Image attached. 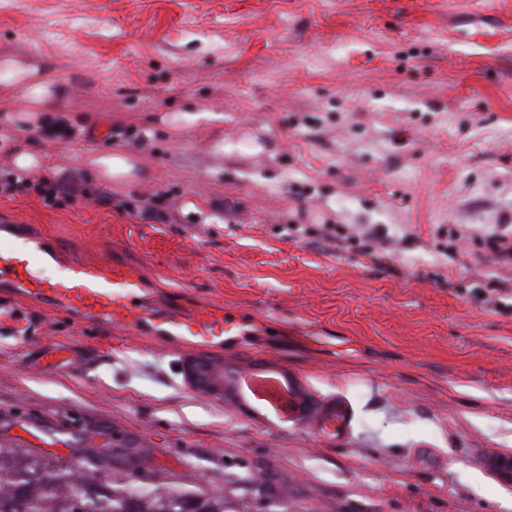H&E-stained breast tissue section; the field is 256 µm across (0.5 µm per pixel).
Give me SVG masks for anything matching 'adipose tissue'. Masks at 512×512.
<instances>
[{"label": "adipose tissue", "instance_id": "1", "mask_svg": "<svg viewBox=\"0 0 512 512\" xmlns=\"http://www.w3.org/2000/svg\"><path fill=\"white\" fill-rule=\"evenodd\" d=\"M0 87L20 91L15 111L5 117L6 126L17 129L37 130L48 120L59 96L44 67L12 57L0 59Z\"/></svg>", "mask_w": 512, "mask_h": 512}]
</instances>
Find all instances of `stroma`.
I'll return each mask as SVG.
<instances>
[{"label":"stroma","mask_w":512,"mask_h":512,"mask_svg":"<svg viewBox=\"0 0 512 512\" xmlns=\"http://www.w3.org/2000/svg\"><path fill=\"white\" fill-rule=\"evenodd\" d=\"M3 55L98 124L20 132L32 182L81 192L0 195V225L265 333L210 351L218 398L199 349L0 284V448L238 512H512V0H0ZM102 149L134 175L88 180ZM257 371L306 415L253 401ZM13 154L17 174L23 175L26 171L40 167L42 164L41 155L31 146L30 142L15 147ZM206 363V366H202ZM186 375L193 387L211 395H221L224 383L223 365L215 367L206 361H191L186 366Z\"/></svg>","instance_id":"stroma-1"}]
</instances>
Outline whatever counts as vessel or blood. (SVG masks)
<instances>
[{
  "label": "vessel or blood",
  "mask_w": 512,
  "mask_h": 512,
  "mask_svg": "<svg viewBox=\"0 0 512 512\" xmlns=\"http://www.w3.org/2000/svg\"><path fill=\"white\" fill-rule=\"evenodd\" d=\"M5 230L19 234L21 245L0 252V280L10 282L21 297L46 300L94 321L129 330L146 326L156 336L179 345L221 348L245 335L243 323L221 310H153L145 273L139 266L94 258L62 262L49 240L19 233L12 224ZM51 261L57 264L55 276L39 278L37 268ZM242 386L279 414H286L285 390L279 387L277 376L250 373L243 377Z\"/></svg>",
  "instance_id": "obj_1"
}]
</instances>
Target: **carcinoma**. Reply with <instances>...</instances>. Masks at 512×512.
I'll use <instances>...</instances> for the list:
<instances>
[{
  "label": "carcinoma",
  "instance_id": "cac0c4a2",
  "mask_svg": "<svg viewBox=\"0 0 512 512\" xmlns=\"http://www.w3.org/2000/svg\"><path fill=\"white\" fill-rule=\"evenodd\" d=\"M22 448H0V512H236L224 494L157 486L133 491L82 476Z\"/></svg>",
  "mask_w": 512,
  "mask_h": 512
}]
</instances>
